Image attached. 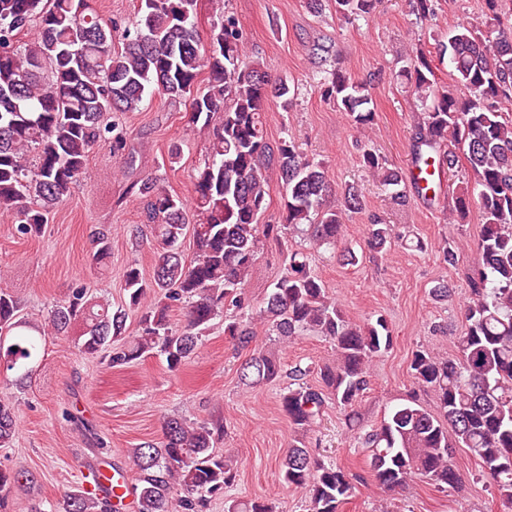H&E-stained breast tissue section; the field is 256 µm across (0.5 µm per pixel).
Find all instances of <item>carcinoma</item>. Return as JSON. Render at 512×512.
I'll return each instance as SVG.
<instances>
[{"label": "carcinoma", "instance_id": "carcinoma-1", "mask_svg": "<svg viewBox=\"0 0 512 512\" xmlns=\"http://www.w3.org/2000/svg\"><path fill=\"white\" fill-rule=\"evenodd\" d=\"M481 25L458 24L435 52L448 57L453 85L438 86L424 52L406 70L422 102L416 115L411 159L415 166L439 162L454 170L465 158L468 175L452 189L453 222L464 223L475 206L481 213L479 259L468 277L470 298L465 328L457 337V355L413 353L415 383L432 391L442 417L411 402L395 407L362 437L376 481L388 490L425 479L446 491L460 488L453 464L466 449L499 498L512 505V26L502 20L505 0H484ZM197 0H139L135 19L120 30L105 21L92 0H0V212L18 222L22 234H38L50 211L87 173L91 149L123 132L106 122L110 112H135L144 98L158 94L189 100L186 125L207 134L209 157L193 177L187 202L147 178L139 185L147 222L155 232L152 276L130 262L123 272L127 309L139 312L134 331L126 309L90 297L78 284L57 302L48 329L27 333L20 300L0 286V364L15 373V383L29 379L40 360L45 336L83 326L78 352L94 356L111 348L108 360L124 367L148 355L165 359L176 372L191 359L210 322L224 315V336L241 348L253 342V299L247 280L267 243L282 244L285 231L304 233L312 243L334 252L344 265L358 263L341 248L344 216L365 208L361 188L345 187L336 205L328 204L335 186L326 166L308 158L294 139L273 145L265 129L271 101L293 106L288 78L273 80L263 65L246 56L239 20L222 18L203 43L195 26ZM377 0H334L337 14L367 18ZM39 20L34 37L20 35ZM122 41L120 49L114 42ZM208 70L206 89L198 75ZM370 84L338 68L321 83L322 97L345 112L353 125L373 124ZM222 114L219 124L211 121ZM361 163L396 204L407 200L403 172L391 168L376 151L363 148ZM274 173L284 194V223L262 224ZM192 231L195 253L185 261L181 238ZM393 229L374 216L369 246L380 253ZM453 286L441 279L430 288L436 302H446ZM187 309L186 323L172 326L170 312ZM268 330L292 339L305 330L328 338L336 362L319 368V386L301 381L306 372L290 373L280 404L297 437L280 463L282 481L304 488L309 512H339L359 476L311 456L308 434L325 406L354 418L353 407L368 384V367L392 344L385 317L352 322L328 296L304 249L287 253L284 271L260 310ZM240 380L254 387L282 376L280 360L253 349L239 368ZM16 431V407L0 396V447ZM224 426L179 417L164 421L163 440L144 442L130 451L136 469L131 487L136 512H204L210 496L234 484L237 464L214 449ZM36 483L25 470H0V507L13 490L30 492ZM122 498H97L83 489L65 492L51 512H120ZM227 512H275L265 502L232 501Z\"/></svg>", "mask_w": 512, "mask_h": 512}]
</instances>
